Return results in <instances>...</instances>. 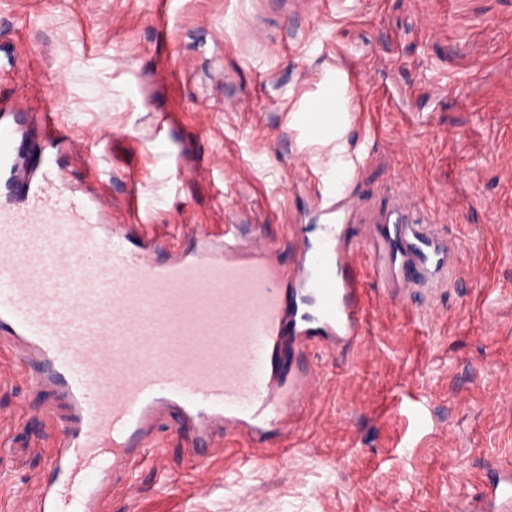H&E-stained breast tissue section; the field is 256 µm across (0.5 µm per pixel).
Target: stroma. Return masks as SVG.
I'll return each mask as SVG.
<instances>
[{
    "instance_id": "obj_1",
    "label": "stroma",
    "mask_w": 512,
    "mask_h": 512,
    "mask_svg": "<svg viewBox=\"0 0 512 512\" xmlns=\"http://www.w3.org/2000/svg\"><path fill=\"white\" fill-rule=\"evenodd\" d=\"M0 65V97L53 107L62 174L110 198L109 223L136 178L160 237L257 224L283 250L315 221L290 173L327 153L296 115L354 86L350 223H376L411 179L483 274L443 289L431 322L367 282L362 343L349 364L320 357L329 378L295 436L225 439L203 490L162 426L136 493L105 512H468L488 464L512 457V0H0ZM55 402L0 359V512L50 478L40 409Z\"/></svg>"
}]
</instances>
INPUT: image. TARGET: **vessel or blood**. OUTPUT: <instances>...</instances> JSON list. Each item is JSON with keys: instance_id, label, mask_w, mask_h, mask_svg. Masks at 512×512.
<instances>
[{"instance_id": "1", "label": "vessel or blood", "mask_w": 512, "mask_h": 512, "mask_svg": "<svg viewBox=\"0 0 512 512\" xmlns=\"http://www.w3.org/2000/svg\"><path fill=\"white\" fill-rule=\"evenodd\" d=\"M57 148L51 113L37 140L0 101V355L64 407L44 411L57 478L17 512H104L115 486L134 493L171 416L201 466L224 438L288 437L321 389L311 354L361 340L366 278L396 306L463 274L456 241L403 187L379 223L358 228L341 219V193L295 171L325 221L297 225L285 263L237 224L218 235L197 225L170 246L136 217L106 223L103 198L56 177ZM477 501L512 512L511 460L493 464Z\"/></svg>"}]
</instances>
